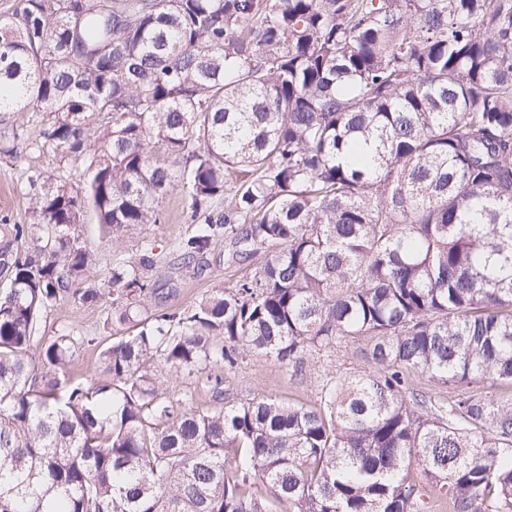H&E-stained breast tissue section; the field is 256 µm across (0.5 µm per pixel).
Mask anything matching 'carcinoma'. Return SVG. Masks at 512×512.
Wrapping results in <instances>:
<instances>
[{
    "label": "carcinoma",
    "mask_w": 512,
    "mask_h": 512,
    "mask_svg": "<svg viewBox=\"0 0 512 512\" xmlns=\"http://www.w3.org/2000/svg\"><path fill=\"white\" fill-rule=\"evenodd\" d=\"M0 153L42 183L0 225V512H512V0H15L0 14ZM51 156L56 174L38 160ZM252 264L150 314L154 248L109 283L78 227L162 224ZM112 296L136 332L29 354L43 314ZM365 341L375 371L314 405L223 401L244 351L295 365ZM206 380L201 410L154 362ZM421 375L456 390L419 393ZM149 370L155 385L160 391L166 392L167 395L174 398L191 396L193 402H199L204 406L210 404V394L206 389L197 385L194 380L177 376L157 362ZM409 387L416 392L422 393L427 397L437 401H446L451 396L452 390L450 387L443 384H438L427 379H421L418 377H411L409 379ZM410 389V391H411Z\"/></svg>",
    "instance_id": "obj_1"
}]
</instances>
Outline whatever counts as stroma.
I'll return each mask as SVG.
<instances>
[{
    "label": "stroma",
    "instance_id": "35a3bbf8",
    "mask_svg": "<svg viewBox=\"0 0 512 512\" xmlns=\"http://www.w3.org/2000/svg\"><path fill=\"white\" fill-rule=\"evenodd\" d=\"M27 167L25 156H0V217H8L14 224L30 221L34 191L27 183ZM159 207L166 215L164 223L142 225L117 244L95 221H86L80 227L83 240L96 255L93 277L100 282L109 280L116 257L136 254L142 241L154 244L157 265L151 282L161 293L147 305L152 313L194 306L212 290L228 287L239 276L237 268L225 264L224 244L220 241L198 266H182L170 244L191 234L194 226L183 209L180 190H169L160 199ZM62 330L92 338V346L82 352L72 369L76 377L88 380L102 377L97 363L100 347L130 333L127 325L113 320L110 299L92 305L68 300L48 312L47 322L31 346V354H38L42 346ZM371 369L358 345L352 343L311 350L297 366L281 364L250 352L236 369L225 374L224 390L227 401L236 403L264 395L285 402L311 404L319 398L327 379L340 380Z\"/></svg>",
    "mask_w": 512,
    "mask_h": 512
}]
</instances>
